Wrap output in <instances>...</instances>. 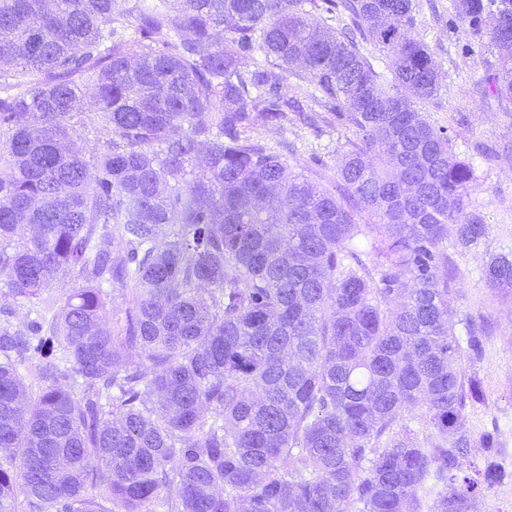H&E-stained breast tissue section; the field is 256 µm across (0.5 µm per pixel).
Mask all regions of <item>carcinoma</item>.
I'll use <instances>...</instances> for the list:
<instances>
[{"mask_svg":"<svg viewBox=\"0 0 512 512\" xmlns=\"http://www.w3.org/2000/svg\"><path fill=\"white\" fill-rule=\"evenodd\" d=\"M417 8L0 0V283L50 313L0 324V512H473L512 480L499 427H464L488 328L450 306L448 249L489 225L473 161L416 110L442 88ZM448 12L511 100L512 0ZM86 111L107 132L88 159ZM295 120L355 132L339 195L320 154L298 170L254 136ZM482 277L512 295V249ZM106 284L129 291L120 337ZM474 448L479 483L458 479ZM70 124L74 126L77 145L83 148L85 157L88 158L98 144V139L102 140L106 134L99 118L93 112L75 114Z\"/></svg>","mask_w":512,"mask_h":512,"instance_id":"carcinoma-1","label":"carcinoma"}]
</instances>
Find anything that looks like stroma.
I'll list each match as a JSON object with an SVG mask.
<instances>
[{
    "label": "stroma",
    "instance_id": "stroma-1",
    "mask_svg": "<svg viewBox=\"0 0 512 512\" xmlns=\"http://www.w3.org/2000/svg\"><path fill=\"white\" fill-rule=\"evenodd\" d=\"M408 34L428 44L445 82L440 94L418 103V111L432 125L447 127L457 145L481 143L497 149L495 156L476 165L475 205L490 233L459 258L460 273L449 301L458 312L483 315L491 326L485 357L475 367L485 400L467 407L466 427L475 432L498 425L503 442L498 459L512 468V297L492 291L481 278L490 253L512 246V100L484 93L481 77L496 64V50L487 43L474 44L466 25L449 24L448 0H419ZM256 135L270 143L322 147L320 185L337 193L338 149L353 138V130L327 127L317 135L305 126L288 124L258 128Z\"/></svg>",
    "mask_w": 512,
    "mask_h": 512
}]
</instances>
